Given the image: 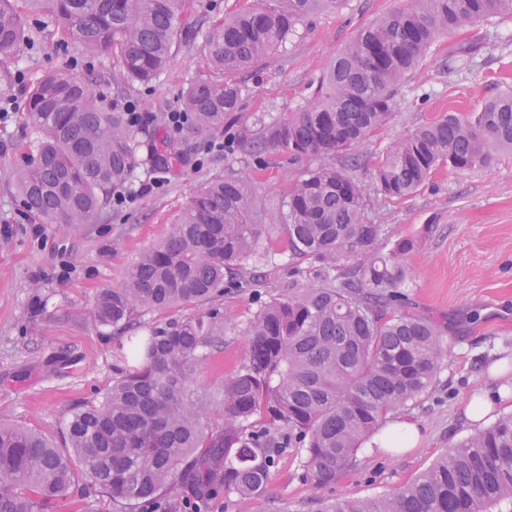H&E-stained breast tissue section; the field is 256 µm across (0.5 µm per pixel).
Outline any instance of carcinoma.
<instances>
[{"mask_svg": "<svg viewBox=\"0 0 512 512\" xmlns=\"http://www.w3.org/2000/svg\"><path fill=\"white\" fill-rule=\"evenodd\" d=\"M58 21L62 39L86 54L110 53L125 82L149 84L166 67L188 0H0V57L29 39L17 3ZM342 0H263L215 20L204 50L224 82L185 90L187 132L232 125L244 104L233 75L298 33L316 12ZM504 12L512 0H412L358 31L327 68L315 97L288 117L233 139L228 154L314 157L265 207L255 183L234 172L197 191L176 224L141 253L124 282L97 295L101 326L128 328L145 311L207 308L147 336L127 337L112 388L70 414L63 447L42 433L0 422V512H44L54 500L91 488L122 512H207L228 498L266 492L280 457H300L299 477L336 484L384 419L416 402L443 365L444 343L430 320L403 310L411 242L373 252L381 225L366 193L332 160L355 152L391 116V101L440 36ZM27 118L39 134L36 157L17 173L28 210L50 224H88L139 158L125 107L105 108L92 84L67 72L46 75L30 94ZM512 149V89L470 116L445 112L387 148L378 190L405 199L435 170L483 167L492 150ZM175 141L154 152L164 169L180 160ZM312 267L291 268L267 297L247 275L275 260L273 233ZM351 266L336 275L342 262ZM250 290L257 309L242 325L224 322L218 298ZM227 335L247 336L245 358L224 376V425L214 426L191 391L197 368ZM512 503V413L448 448L393 494L339 498L322 512H490Z\"/></svg>", "mask_w": 512, "mask_h": 512, "instance_id": "carcinoma-1", "label": "carcinoma"}]
</instances>
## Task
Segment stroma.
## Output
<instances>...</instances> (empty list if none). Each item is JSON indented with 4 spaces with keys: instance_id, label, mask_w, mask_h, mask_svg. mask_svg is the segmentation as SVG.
Returning <instances> with one entry per match:
<instances>
[{
    "instance_id": "stroma-1",
    "label": "stroma",
    "mask_w": 512,
    "mask_h": 512,
    "mask_svg": "<svg viewBox=\"0 0 512 512\" xmlns=\"http://www.w3.org/2000/svg\"><path fill=\"white\" fill-rule=\"evenodd\" d=\"M406 0H347L315 15L287 45L236 74L246 107L240 125L286 117L311 97L338 51L364 26L404 7ZM240 0H190L180 20L166 70L149 85L121 82L114 57L87 55L63 44L58 26L36 20L29 41L0 59V104L18 107L0 119V420L57 438L70 413L100 399L112 386L118 333L100 326L92 307L103 288L120 286L139 255L161 241L195 192L228 172L253 177L267 204H276L308 167L268 153L254 171L247 157L228 159L218 149L223 133L198 138L170 130L165 117L179 110L181 93L199 79L223 81L204 54L214 17L231 14ZM89 80L104 103L121 102L145 113L139 163L122 190L132 203L107 206L90 224H41L26 210L15 175L35 153L38 138L27 120L28 95L51 71ZM512 85V15L502 14L440 37L398 89L391 117L359 150L335 159L365 188L369 216L381 227L375 246L388 254L403 239L409 278L407 307L435 321L446 361L432 388L398 413L421 432L402 453L364 447L356 466L336 485L315 489L299 477V461L284 454L259 498H215L209 512H320L322 502L395 491L426 470L447 448L475 433L464 408L482 392L501 387L492 372L512 359V150L464 172L439 169L430 184L402 200L384 197L374 172L386 149L443 112L478 111L503 84ZM180 142L183 163L164 173L165 186L143 191L155 170L150 155L162 139ZM244 336L197 374L195 387L213 423L224 421V376L247 349Z\"/></svg>"
}]
</instances>
